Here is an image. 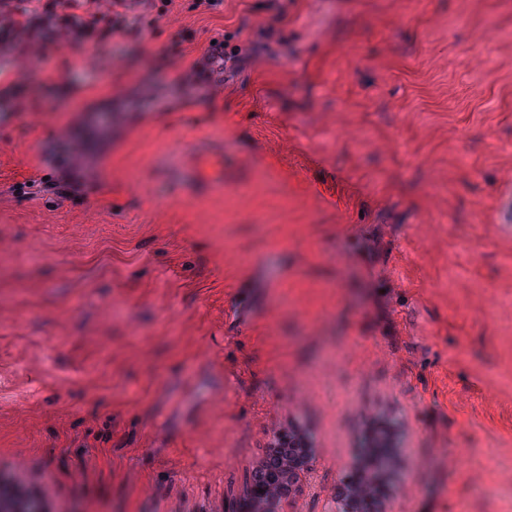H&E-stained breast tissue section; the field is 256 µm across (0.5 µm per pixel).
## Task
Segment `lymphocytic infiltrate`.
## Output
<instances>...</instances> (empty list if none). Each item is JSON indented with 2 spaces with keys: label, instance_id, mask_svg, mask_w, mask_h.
I'll use <instances>...</instances> for the list:
<instances>
[{
  "label": "lymphocytic infiltrate",
  "instance_id": "f902f5d3",
  "mask_svg": "<svg viewBox=\"0 0 512 512\" xmlns=\"http://www.w3.org/2000/svg\"><path fill=\"white\" fill-rule=\"evenodd\" d=\"M173 0H0V27L9 30L15 81L24 80L42 62L50 45L76 51L80 65L105 76L121 68L112 53L115 38H143L145 13L167 15ZM95 163L84 134L67 131L54 156L51 180L30 179V186L63 198L79 193Z\"/></svg>",
  "mask_w": 512,
  "mask_h": 512
}]
</instances>
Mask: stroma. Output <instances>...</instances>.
<instances>
[{
    "instance_id": "stroma-1",
    "label": "stroma",
    "mask_w": 512,
    "mask_h": 512,
    "mask_svg": "<svg viewBox=\"0 0 512 512\" xmlns=\"http://www.w3.org/2000/svg\"><path fill=\"white\" fill-rule=\"evenodd\" d=\"M181 4L113 44L108 80L61 46L12 93L0 471L53 482L56 512H243L251 461L296 422L322 450L298 512H332L355 423L396 406L394 512H512V0ZM214 39L265 49L213 91L188 75ZM102 107L83 196H31ZM211 139L226 188L184 187ZM330 171L339 208L312 188Z\"/></svg>"
}]
</instances>
